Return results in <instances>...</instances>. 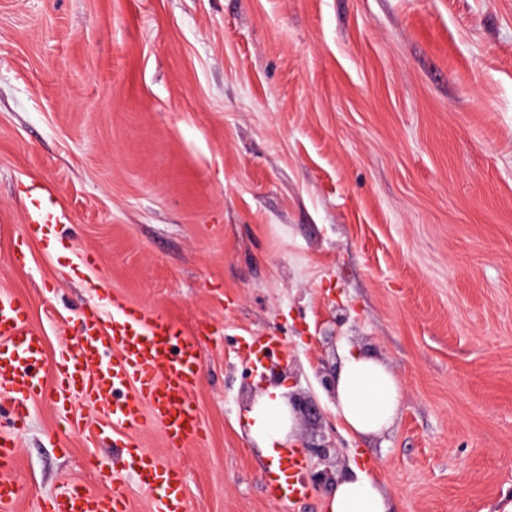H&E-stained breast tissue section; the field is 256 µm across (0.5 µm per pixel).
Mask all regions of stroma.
<instances>
[{
    "label": "stroma",
    "instance_id": "obj_1",
    "mask_svg": "<svg viewBox=\"0 0 512 512\" xmlns=\"http://www.w3.org/2000/svg\"><path fill=\"white\" fill-rule=\"evenodd\" d=\"M29 183L65 214L51 239L24 223ZM1 290L51 357L107 294L199 333L202 435L135 438L188 512H326L329 482L272 499L249 443L268 337L333 475L369 471L400 512H505L512 0H0ZM343 340L402 386L382 435L347 434L316 375ZM16 436L18 512L119 466L41 400Z\"/></svg>",
    "mask_w": 512,
    "mask_h": 512
}]
</instances>
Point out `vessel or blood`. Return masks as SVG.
<instances>
[{
    "mask_svg": "<svg viewBox=\"0 0 512 512\" xmlns=\"http://www.w3.org/2000/svg\"><path fill=\"white\" fill-rule=\"evenodd\" d=\"M24 193L27 224L43 237H52L63 220L52 191L29 184ZM47 364L54 373L50 384L40 374ZM200 374V347L194 335L153 309L118 296L88 303L74 349L61 350L55 360H48L44 330L31 321L27 300L0 294V395L13 400V426L26 419L30 400L41 399L66 416L68 431H83L89 428L87 419L69 414L72 399L78 396L99 414L93 427L96 437L130 438L153 425L161 429L169 447L184 448L202 433L200 408L193 398ZM17 453L10 429L0 428V512H12L24 494L14 476ZM126 461L153 512H187L179 469L143 448L128 454ZM304 466L298 451L286 450L279 459L278 478L267 485L269 496L288 503L307 496ZM40 512H128L124 483L111 481L105 493L65 483Z\"/></svg>",
    "mask_w": 512,
    "mask_h": 512,
    "instance_id": "vessel-or-blood-1",
    "label": "vessel or blood"
}]
</instances>
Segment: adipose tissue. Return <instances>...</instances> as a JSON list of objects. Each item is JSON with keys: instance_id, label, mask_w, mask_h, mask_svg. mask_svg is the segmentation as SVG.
<instances>
[{"instance_id": "ef3b65f1", "label": "adipose tissue", "mask_w": 512, "mask_h": 512, "mask_svg": "<svg viewBox=\"0 0 512 512\" xmlns=\"http://www.w3.org/2000/svg\"><path fill=\"white\" fill-rule=\"evenodd\" d=\"M401 394L398 380L378 359L342 345L334 409L346 432L369 437L389 430ZM246 425L249 440L262 457L277 459L280 449L295 439L284 387H268L248 411ZM326 508L328 512H398L400 503L367 472L357 469L336 483Z\"/></svg>"}]
</instances>
